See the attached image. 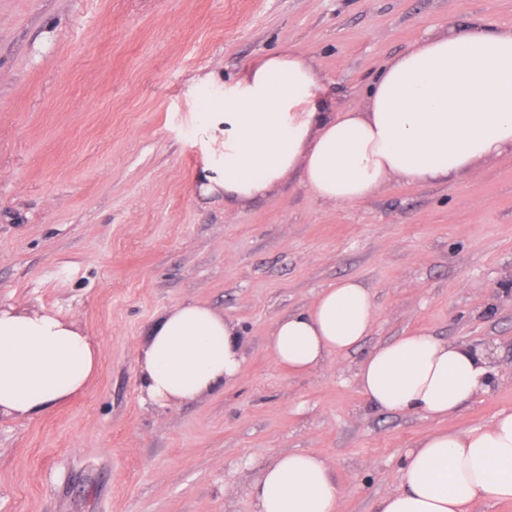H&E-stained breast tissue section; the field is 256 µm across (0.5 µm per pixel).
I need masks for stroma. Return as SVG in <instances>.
I'll return each instance as SVG.
<instances>
[{"label":"stroma","mask_w":512,"mask_h":512,"mask_svg":"<svg viewBox=\"0 0 512 512\" xmlns=\"http://www.w3.org/2000/svg\"><path fill=\"white\" fill-rule=\"evenodd\" d=\"M489 23L511 29L512 0H0V303L59 312L101 348L85 391L0 418V512H254L251 484L295 450L328 460L340 512H377L429 431L512 411L511 154L351 205L295 175L246 204L197 181L202 115L256 58L294 49L360 106L414 42ZM350 277L376 305L369 336L307 374L275 364L277 320ZM187 300L237 324L245 363L159 407L138 348ZM415 330L493 355L488 387L441 422L376 409L356 380Z\"/></svg>","instance_id":"stroma-1"}]
</instances>
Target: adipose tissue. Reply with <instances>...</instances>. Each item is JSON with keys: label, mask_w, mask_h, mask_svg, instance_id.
Here are the masks:
<instances>
[{"label": "adipose tissue", "mask_w": 512, "mask_h": 512, "mask_svg": "<svg viewBox=\"0 0 512 512\" xmlns=\"http://www.w3.org/2000/svg\"><path fill=\"white\" fill-rule=\"evenodd\" d=\"M221 148L204 168V195L267 197L299 175L317 198L354 204L389 178L438 180L512 153V29L453 28L422 39L374 80L365 106L336 107L314 63L285 49L256 59L224 86V107L203 115ZM370 291L347 278L303 313L278 320L266 348L303 374L358 347L375 321ZM100 349L75 322L45 307L0 304V417L44 415L86 389ZM139 385L154 404L189 403L242 370L238 327L188 301L163 312L139 351ZM488 360L422 330L376 348L356 374L374 408L444 420L486 385ZM255 512H339L327 460L274 456L253 482ZM484 498L512 501V413L491 426L436 429L403 457L402 484L378 512H470Z\"/></svg>", "instance_id": "1"}]
</instances>
